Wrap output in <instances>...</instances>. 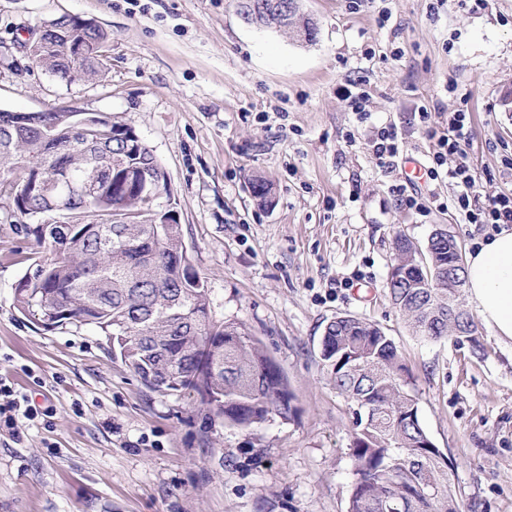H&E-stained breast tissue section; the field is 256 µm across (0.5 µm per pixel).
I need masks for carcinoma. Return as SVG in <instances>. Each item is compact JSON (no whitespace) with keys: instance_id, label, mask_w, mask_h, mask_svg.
<instances>
[{"instance_id":"carcinoma-1","label":"carcinoma","mask_w":512,"mask_h":512,"mask_svg":"<svg viewBox=\"0 0 512 512\" xmlns=\"http://www.w3.org/2000/svg\"><path fill=\"white\" fill-rule=\"evenodd\" d=\"M238 11L251 25L268 28L258 8ZM108 33L76 24L49 35V44L30 49L33 66L59 79L99 73V41ZM85 123L75 126L77 118ZM39 112L19 125L15 113L0 112V198L22 202L17 230L46 245L52 257H34L14 285L23 315L40 320L57 314L55 327H91L112 337L113 354L150 388L176 392L160 382L162 373L182 379L181 388L205 394L209 419L251 427L294 409L280 369L260 339L235 320L201 323L209 292L195 269L179 271L181 224H163L150 208L135 224L113 220L132 209L116 187L127 163L121 140L124 123L98 112ZM397 271L390 273L392 304L413 335L428 340L456 336L474 318L457 300L464 285L458 256L446 242L427 253L431 270L445 272L418 287L426 270L406 258V238L396 239ZM323 360L336 392L355 406L351 444L353 481L347 512H459L448 478V463L423 428L417 399L407 389V369L392 339L363 319L337 318L323 341Z\"/></svg>"}]
</instances>
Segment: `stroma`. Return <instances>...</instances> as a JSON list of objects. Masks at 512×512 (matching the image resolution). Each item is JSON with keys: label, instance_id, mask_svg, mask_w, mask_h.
<instances>
[{"label": "stroma", "instance_id": "stroma-1", "mask_svg": "<svg viewBox=\"0 0 512 512\" xmlns=\"http://www.w3.org/2000/svg\"><path fill=\"white\" fill-rule=\"evenodd\" d=\"M310 44L246 24L236 0H0V109L100 112L134 127L169 176L210 316L265 344L295 413L241 428L207 420L197 393L159 392L88 327L44 330L14 304L30 257L0 200V378L48 419L22 441L0 429V512H347L354 425L321 356L327 324L365 318L395 343L420 420L448 458L460 512H512V343L412 335L387 279L395 240L446 228L470 252L489 238L429 186L399 202L401 170L368 142L424 106L463 111L476 189L512 195V0H302ZM75 14L109 37L98 75L66 84L26 56L46 21ZM362 84L363 112L344 99ZM274 188L257 203L250 182Z\"/></svg>", "mask_w": 512, "mask_h": 512}]
</instances>
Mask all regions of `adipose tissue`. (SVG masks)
<instances>
[{"mask_svg": "<svg viewBox=\"0 0 512 512\" xmlns=\"http://www.w3.org/2000/svg\"><path fill=\"white\" fill-rule=\"evenodd\" d=\"M465 288L485 323L500 339L512 341V229L468 255Z\"/></svg>", "mask_w": 512, "mask_h": 512, "instance_id": "obj_1", "label": "adipose tissue"}]
</instances>
